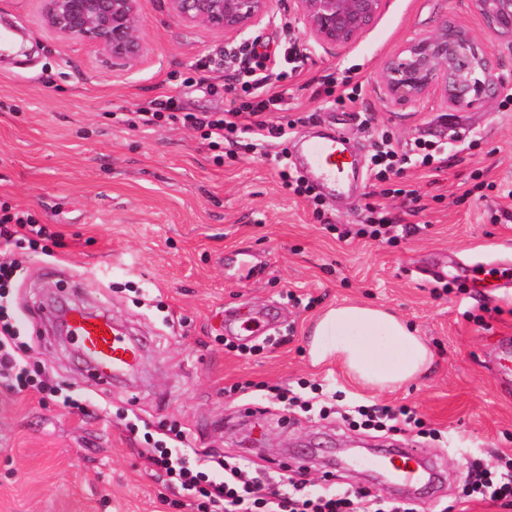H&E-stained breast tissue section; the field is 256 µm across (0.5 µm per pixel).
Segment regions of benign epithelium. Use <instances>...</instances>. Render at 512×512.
<instances>
[{
  "instance_id": "benign-epithelium-1",
  "label": "benign epithelium",
  "mask_w": 512,
  "mask_h": 512,
  "mask_svg": "<svg viewBox=\"0 0 512 512\" xmlns=\"http://www.w3.org/2000/svg\"><path fill=\"white\" fill-rule=\"evenodd\" d=\"M44 25L62 39L90 43L124 65H132L146 45L139 0H41ZM305 35L333 49L353 43L378 21L386 0H291ZM183 23H201L243 33L260 23L273 0H169ZM487 32L512 50V0H475ZM388 98L414 103L437 92L451 106L493 99L499 89L489 57L464 28L443 19L388 59L381 73Z\"/></svg>"
}]
</instances>
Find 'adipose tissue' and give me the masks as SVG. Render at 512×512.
<instances>
[{"mask_svg":"<svg viewBox=\"0 0 512 512\" xmlns=\"http://www.w3.org/2000/svg\"><path fill=\"white\" fill-rule=\"evenodd\" d=\"M372 336V343L361 340ZM310 356L314 363L343 362L357 383L380 390L417 378L427 371L432 352L421 336L396 315L363 304L342 305L317 317Z\"/></svg>","mask_w":512,"mask_h":512,"instance_id":"ef3b65f1","label":"adipose tissue"}]
</instances>
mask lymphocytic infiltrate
<instances>
[{"mask_svg":"<svg viewBox=\"0 0 512 512\" xmlns=\"http://www.w3.org/2000/svg\"><path fill=\"white\" fill-rule=\"evenodd\" d=\"M266 56L250 54L240 57L234 66V79L242 90L264 91V98L249 105L247 111L235 112L231 116L184 114L182 122L191 127L205 129L211 148L218 149L224 143L234 142L239 136H248L253 148L264 150L267 162L281 180L284 187L294 194L305 197L311 204H319L313 188L293 170L285 152L267 149L270 139L287 137L285 126H274L267 122L265 114L277 105V95L267 88L273 71L266 64ZM413 162L420 167L439 170L442 164L432 144L415 142L405 153H398L393 145H385L371 157V175L384 181L397 174L400 165ZM53 234L46 225L31 217L17 213L0 216V381L12 382L17 388H34L45 392L44 382H31L25 375L24 362L20 355L22 344L15 317L6 310L5 300L21 267L19 259L13 258L15 246L27 244L30 251H38L43 241ZM353 423L371 428L387 427L403 431L423 428L424 419L415 408L400 405H356L347 411ZM170 441H156L154 447L143 449L142 455L155 475L166 478L186 494L196 498L205 512H401L372 498L367 491L344 490L329 484L312 492L305 482L294 485V494L288 500L277 499L270 479L252 478L242 480L240 467L225 466L223 459L205 448L188 447L187 434L181 429H172ZM465 469L464 500H490L512 512V457L502 455L497 465H490L479 454L463 459Z\"/></svg>","mask_w":512,"mask_h":512,"instance_id":"lymphocytic-infiltrate-1","label":"lymphocytic infiltrate"}]
</instances>
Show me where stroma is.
<instances>
[{"label":"stroma","mask_w":512,"mask_h":512,"mask_svg":"<svg viewBox=\"0 0 512 512\" xmlns=\"http://www.w3.org/2000/svg\"><path fill=\"white\" fill-rule=\"evenodd\" d=\"M139 8L147 50L124 66L47 29L40 0H0V29L17 46L0 52V205L56 234L51 256L23 255L10 306L30 344L28 371L88 409L72 413L0 383V512H190L140 454L138 428L157 437L173 424L226 462L245 456L251 469L312 484L322 483L333 449L416 448L440 473L424 494L353 466L335 469V480L412 512H502L461 500L458 456H512V378L497 374L501 341L512 337V278L490 293L434 288L454 282L462 257L512 258V109L495 100L450 107L435 94L392 104L379 76L386 59L444 18L478 40L503 95L512 93V51L488 36L473 0H387L370 31L332 50L305 39L290 0H274L271 17L243 38L273 59L293 41L305 57L272 86L280 104L271 121L293 126L275 150L337 131L363 165L384 134L403 152L430 141L445 159L440 171L409 164L385 183L360 173L348 192L323 194L319 218L258 152L217 156L202 130L165 117L128 126L155 99L221 114L248 99L228 91L231 72L213 65L232 42L223 30L177 21L168 0ZM348 83L362 87L357 102L338 100ZM373 208L411 233L394 245L357 237ZM290 291L309 306L288 301ZM56 299L106 313L138 339L139 371L98 384L49 315ZM352 302L411 323L434 352L428 374L381 392L338 364L312 365L311 320ZM260 312L268 327L237 336ZM323 379L349 400L416 406L447 446L256 399L261 389Z\"/></svg>","instance_id":"1"}]
</instances>
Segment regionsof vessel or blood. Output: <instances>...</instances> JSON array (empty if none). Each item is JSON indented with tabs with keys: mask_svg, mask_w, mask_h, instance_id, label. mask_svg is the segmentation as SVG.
<instances>
[{
	"mask_svg": "<svg viewBox=\"0 0 512 512\" xmlns=\"http://www.w3.org/2000/svg\"><path fill=\"white\" fill-rule=\"evenodd\" d=\"M298 164L311 175L315 188L332 192L345 188L347 176L353 168L347 142L338 132L321 140L305 142ZM65 327L70 337L77 341L81 357L90 365L100 383H109L113 377L136 367L139 359L137 345L107 317L74 309L66 317ZM381 463L394 469L399 481L419 482L426 478L414 449H393L382 457Z\"/></svg>",
	"mask_w": 512,
	"mask_h": 512,
	"instance_id": "vessel-or-blood-1",
	"label": "vessel or blood"
}]
</instances>
